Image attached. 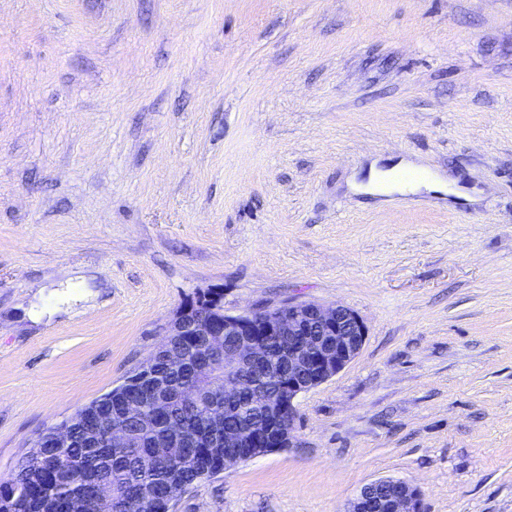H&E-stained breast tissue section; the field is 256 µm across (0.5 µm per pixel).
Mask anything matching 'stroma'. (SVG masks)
Returning a JSON list of instances; mask_svg holds the SVG:
<instances>
[{"mask_svg":"<svg viewBox=\"0 0 512 512\" xmlns=\"http://www.w3.org/2000/svg\"><path fill=\"white\" fill-rule=\"evenodd\" d=\"M211 288L368 336L171 512H512V0H0V481ZM394 174V180L386 179L384 177L385 173L380 176V172H378L375 168L371 169L369 182L366 186L359 185V187H365L363 191H368L372 193H381L388 194L393 191L399 192H412L415 193L422 186L427 187L430 183L425 180H417L412 182H405L398 178V175L403 172H411L405 166H400L391 171ZM380 176V177H379ZM428 189H433L434 186L427 187ZM344 512H425L420 491L396 478L364 484Z\"/></svg>","mask_w":512,"mask_h":512,"instance_id":"obj_1","label":"stroma"}]
</instances>
